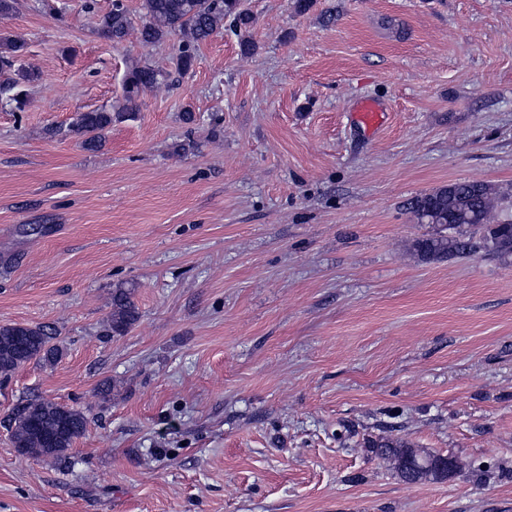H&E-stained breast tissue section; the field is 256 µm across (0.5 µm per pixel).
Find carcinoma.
<instances>
[{"label":"carcinoma","mask_w":512,"mask_h":512,"mask_svg":"<svg viewBox=\"0 0 512 512\" xmlns=\"http://www.w3.org/2000/svg\"><path fill=\"white\" fill-rule=\"evenodd\" d=\"M144 21L134 28L124 0H112L111 9L99 16L97 29L102 36L118 45L131 33L144 47L163 39L178 38L176 66L189 71L200 44L213 34L229 28L241 38L244 53L256 48L249 38L254 27L253 15L243 7L242 0H142ZM24 42L14 36L0 37V69H16V78L0 85V105L16 112L29 103L28 84L38 79L33 70L16 67L23 55ZM163 75L149 62L129 69L124 80L121 105L114 109H98L79 114L72 131L82 138L88 150L101 147L104 132L112 122L130 115L138 107L141 92L160 85ZM503 197L491 185L478 181H463L442 186L408 201V210L419 224H444L436 237L419 243L420 251L430 259L443 260L481 247L502 256H512V224L497 219ZM483 227V242L473 243L464 235L465 229ZM139 309L129 288L112 291V312L104 331L108 336L123 335L138 321ZM54 329L47 325H0V382L31 361L54 362L61 349L51 344ZM86 413L77 408L59 405L42 398L20 401L11 420V440L23 454L61 462L67 451L81 438L88 426ZM369 447L379 458L391 463L397 476L405 483L431 482L435 476L420 468V462L434 453L417 448L401 438H380Z\"/></svg>","instance_id":"1"}]
</instances>
